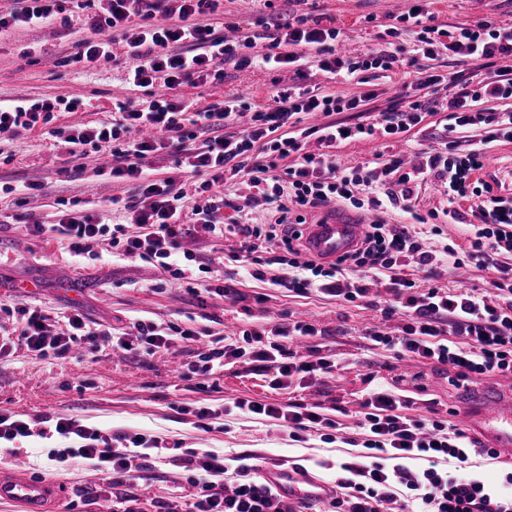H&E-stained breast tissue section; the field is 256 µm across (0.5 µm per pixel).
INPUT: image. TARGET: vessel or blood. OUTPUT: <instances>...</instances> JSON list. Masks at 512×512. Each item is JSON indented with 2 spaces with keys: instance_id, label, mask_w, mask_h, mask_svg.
Returning a JSON list of instances; mask_svg holds the SVG:
<instances>
[{
  "instance_id": "b4317fda",
  "label": "vessel or blood",
  "mask_w": 512,
  "mask_h": 512,
  "mask_svg": "<svg viewBox=\"0 0 512 512\" xmlns=\"http://www.w3.org/2000/svg\"><path fill=\"white\" fill-rule=\"evenodd\" d=\"M364 223L350 212L329 206L317 220L303 227V244L316 259L333 263L359 245ZM464 418L486 447L512 460V392L498 388L482 391L466 408ZM260 478L292 500L329 498L331 484L313 474L307 466L285 462H259ZM60 486L49 479H32L7 468L0 469V501L20 505L24 512H46L59 500Z\"/></svg>"
}]
</instances>
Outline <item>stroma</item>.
Instances as JSON below:
<instances>
[{"mask_svg": "<svg viewBox=\"0 0 512 512\" xmlns=\"http://www.w3.org/2000/svg\"><path fill=\"white\" fill-rule=\"evenodd\" d=\"M414 3L278 0L276 7L284 14L308 12L321 18L323 25L340 29L343 51L362 56L389 43L390 29L398 27L399 16ZM429 6L435 25L449 31L486 17L512 24V0H430ZM266 13L261 0H223L211 21L219 30L225 21H234L242 33L258 35L262 32L258 21ZM83 17L78 9L70 26L20 28L0 36V104L57 98L76 105L75 111L55 112L46 128L17 139L0 138V182L14 187L10 194L0 191V299L33 303L51 312L64 311L76 303L91 320L104 324L126 328L142 319L207 329L218 336L304 317L313 321L321 334L297 346V354L309 355L316 346L324 354L349 360L350 365L307 388L278 392L271 389L268 375L243 362L226 365L205 378H180V366L195 360L196 346L186 341L178 342L173 353L153 357L128 356L112 351L107 344L92 359L74 353L65 358H42L20 349L0 358V408L32 416H74L116 431L145 429L161 437L167 446L210 448L229 458L244 456L258 461L285 457L315 465L319 477L331 480L336 466L353 460L358 452L350 440L358 435L354 414L369 375L404 377L406 396L432 402L437 418L442 420L447 419L449 410H463L472 392L512 384V379L493 376L460 387L445 367L430 363L403 366L390 351L371 346L366 338L367 330L373 327L395 333L398 319L383 318L380 311L368 306L357 307L327 296L301 297L273 287L266 276L244 279L238 301L218 296L201 301L187 293L184 283L138 256L116 257L105 251L100 259L78 265L58 241L26 235L27 224L54 222L58 200L113 196L123 204L136 193L132 182L96 180L95 169L113 163L110 149L85 159L84 171L78 172L56 146L55 131L111 120L113 100L127 98L142 104L148 99L143 89L126 83L135 60L123 57L91 69L63 65V58L73 54L76 43L85 36ZM29 44L37 46L36 55H22V47ZM407 69L402 62L388 72L369 70L346 79L313 66L301 78L291 68L237 70L228 65L223 81L198 86L186 83L175 93L206 103L243 93L250 101L265 103L276 90L288 86L319 88L346 99L369 89L375 93L371 108L378 113L398 105L401 86L408 79ZM442 118L439 112L426 114L420 125L399 137L341 142L335 149L336 165L345 169L376 155L384 160L399 156L408 163H418L421 149L437 146ZM35 182L41 183V190H32ZM122 204L114 210V222H123L126 217ZM28 280L38 281L39 290L20 292V283ZM238 397L258 401L292 398L341 407L338 420L344 426L345 439L326 443L312 435L296 442L269 422L237 412L211 420L208 430L194 428L191 409L202 404L221 408ZM64 447L56 437L22 441L16 455L1 459L0 465L32 476L50 475L65 486L66 498L71 501L76 488L97 486L100 476L77 459L49 461V453ZM187 478V471L166 460L146 472L141 485L147 496L168 501L179 512L184 506L181 493Z\"/></svg>", "mask_w": 512, "mask_h": 512, "instance_id": "stroma-1", "label": "stroma"}]
</instances>
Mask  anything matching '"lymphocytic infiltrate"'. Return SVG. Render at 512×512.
I'll use <instances>...</instances> for the list:
<instances>
[{
	"mask_svg": "<svg viewBox=\"0 0 512 512\" xmlns=\"http://www.w3.org/2000/svg\"><path fill=\"white\" fill-rule=\"evenodd\" d=\"M17 2V8L0 13V34L57 20L67 26L72 4L86 11L89 6L88 0ZM99 2L98 12L87 11L83 20L87 36L78 43L70 63L89 67L129 56L138 64L129 71L128 83L137 88L160 85L165 92L141 109L119 102V120L88 123L60 139L76 159L111 147L115 164L109 179L137 184V196L128 206L133 220L108 223L102 213L76 199L63 202L56 223L27 225L29 235H56L80 259H98L97 248L105 244L116 254L156 262L172 279L186 281L192 295L235 301L240 296L236 275L213 285L209 260L185 245L189 238L232 236L239 243L237 262L262 261L273 270L275 287L300 296L315 293L356 306L365 304L384 316H399L397 334L368 335L373 345L394 352L398 360L447 366L460 386L476 376L512 377V196L495 192L493 185L477 176L489 144L512 142V110L497 106L498 101L512 98V71L490 67L491 59L512 57V26L498 27L483 19L442 41L437 27L426 22L425 6L418 5L400 17L419 28L412 47L379 48L360 58L337 53L339 29L322 26L320 19L308 14L275 23L267 44L260 48L252 37L219 35L206 23L220 0ZM442 54L469 65L475 79L448 100L441 148L423 152L421 162L412 166L395 157L341 170L331 149L348 139L408 132L423 120L425 106L419 100L407 109L379 112L368 122L344 126L329 122V115L362 110L372 92L345 100L329 93L288 90L274 94L272 103L263 106L237 97L195 108L168 95L187 82L223 81V65L228 61L240 68L291 67L300 74L305 61L314 57L322 71L351 78L371 69L392 70L402 58L412 65ZM57 108V102L50 100L0 106V133L32 132L49 123ZM311 113L325 115L326 123L294 128L293 118ZM312 136L324 145V152L306 151L305 141ZM167 149L183 158L181 178L155 176L147 164ZM242 172L249 175L252 186L263 189L270 206L265 222L244 211L234 222L224 221L227 202L218 189L228 177ZM428 182L442 188L447 206L422 214L414 204V190ZM462 200L469 201L467 210L459 209ZM331 201L379 215L397 208L410 221L390 224L379 218L366 225L353 253L324 264L306 252L299 226L306 210ZM436 219L461 225L464 244L428 249L425 241L433 234ZM466 261L494 267L499 276L489 288L451 292L438 286L418 290L408 274L412 267L432 273ZM378 280L385 283L384 293H371L370 283ZM0 312L7 317L0 322V356L21 346L41 357H63L76 349L94 355L105 340L122 353L152 356L169 350L176 341L201 337L199 331L150 320L117 332L89 321L77 309L53 316L26 304L0 301ZM318 334L313 323L303 320L247 331L242 341L228 337L221 347L197 349L199 362L193 371L206 376L217 362L246 358L272 371V389H287L336 369L335 358L326 355L294 361L288 342ZM367 382L356 422L364 434L363 450L354 461L342 464L327 512H512V468L503 469L496 488L472 476L468 468L476 456L497 459L494 449L482 446L456 424L411 415L412 402L396 384L373 376ZM233 406L289 430L295 441L311 430L341 428L318 404L239 398ZM51 432L69 443L64 452L54 454V461L85 460L111 489L112 512H145L149 507L172 512L169 504L144 500L137 491L143 472L164 449L163 439L143 432H114L73 416L31 418L0 409L1 448ZM179 462L191 474L186 512H300L297 503L265 485L255 466L240 463L228 468L223 455L203 448L186 451ZM230 469L235 476L229 483L225 474ZM401 486L406 489L402 497L397 494Z\"/></svg>",
	"mask_w": 512,
	"mask_h": 512,
	"instance_id": "obj_1",
	"label": "lymphocytic infiltrate"
}]
</instances>
